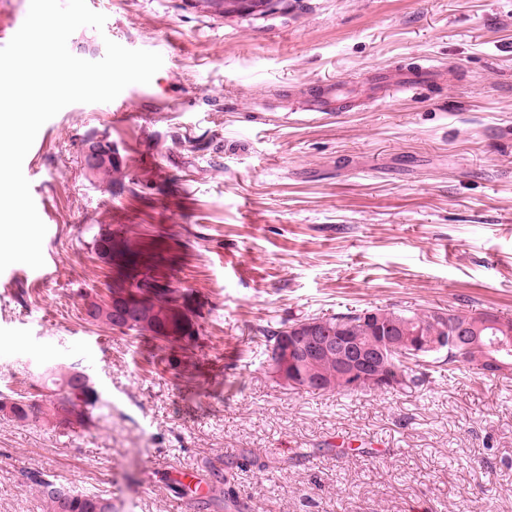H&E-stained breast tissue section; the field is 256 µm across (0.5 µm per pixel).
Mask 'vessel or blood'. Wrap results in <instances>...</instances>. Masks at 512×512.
<instances>
[{"label":"vessel or blood","instance_id":"1","mask_svg":"<svg viewBox=\"0 0 512 512\" xmlns=\"http://www.w3.org/2000/svg\"><path fill=\"white\" fill-rule=\"evenodd\" d=\"M439 71L434 65L412 67H377L369 71L361 85L345 84L333 79L317 82L309 95V109L314 113H333L347 110L350 101L358 96L375 100L399 92L410 93L434 83Z\"/></svg>","mask_w":512,"mask_h":512}]
</instances>
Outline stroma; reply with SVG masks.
Listing matches in <instances>:
<instances>
[{"label": "stroma", "instance_id": "35a3bbf8", "mask_svg": "<svg viewBox=\"0 0 512 512\" xmlns=\"http://www.w3.org/2000/svg\"><path fill=\"white\" fill-rule=\"evenodd\" d=\"M93 38L158 52L121 96L76 103L23 162L47 227V276L0 273V389L75 367L101 419L64 433L0 417V512H46L41 473L112 512H512V377L428 363L403 393L276 385L263 329L387 307L512 316V0H277L221 16L193 0H87ZM428 63L437 82L350 111L304 112L308 86ZM107 135L130 181L87 180L80 145ZM111 234L132 265L101 259ZM149 268L185 290L193 363L86 319ZM251 451L257 462L236 460Z\"/></svg>", "mask_w": 512, "mask_h": 512}]
</instances>
